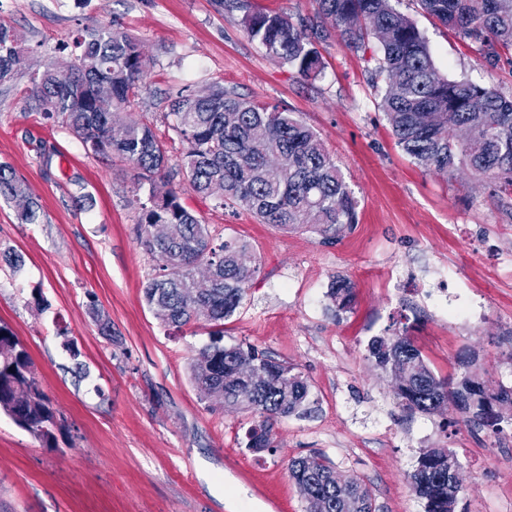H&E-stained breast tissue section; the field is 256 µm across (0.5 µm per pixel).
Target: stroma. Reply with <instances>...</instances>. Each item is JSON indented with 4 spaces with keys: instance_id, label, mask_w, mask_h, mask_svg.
I'll return each instance as SVG.
<instances>
[{
    "instance_id": "stroma-1",
    "label": "stroma",
    "mask_w": 512,
    "mask_h": 512,
    "mask_svg": "<svg viewBox=\"0 0 512 512\" xmlns=\"http://www.w3.org/2000/svg\"><path fill=\"white\" fill-rule=\"evenodd\" d=\"M391 4L416 22L441 74L512 94L511 49L485 68L474 45L416 0ZM241 18L218 0H0V22L22 40L15 78L0 86V161L44 213L21 224L0 202V248L25 260L18 271L0 266V324L26 346L62 423L50 448L0 413V512H304L288 463L313 454L361 479L375 512H423L409 474L426 448L456 454L465 512H512V434L447 429L443 416L403 410L396 377L367 348L404 321L436 376L458 373L469 356L488 389L512 387V198L464 168L429 171L397 146L383 86L371 80L376 42L354 50L332 36L318 45L324 71L305 80L249 39ZM112 23L148 60L146 88L126 113L167 144L159 191H176L215 240L247 241L259 266L224 323V345H254L308 385L306 414L275 422L272 450H248L250 415L191 382L209 325L168 329L144 302L159 260L136 240L139 169L86 153L25 109L49 52ZM216 83L295 112L317 132L359 201L357 224L327 241L194 192L177 172L181 146L164 115L178 92ZM83 194L92 206L76 204ZM338 278L354 288L346 312L327 295ZM430 293L470 303L472 317L449 320L426 303Z\"/></svg>"
}]
</instances>
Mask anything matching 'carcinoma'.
Instances as JSON below:
<instances>
[{"label": "carcinoma", "mask_w": 512, "mask_h": 512, "mask_svg": "<svg viewBox=\"0 0 512 512\" xmlns=\"http://www.w3.org/2000/svg\"><path fill=\"white\" fill-rule=\"evenodd\" d=\"M320 22L276 11L255 10L249 0H233L243 11L249 38L267 54L305 78L323 68L316 44L337 34L349 48L375 39L372 80L385 77L381 100L396 143L422 166L451 175L465 167L478 178L512 194V96L469 79L450 80L436 68L427 40L391 0H316ZM443 25L459 31L490 66L498 46L512 47V0H417ZM75 62H50L31 79L27 107L51 126L67 129L95 156H118L140 170L136 238L145 253L162 262L143 286L146 305L167 327L181 330L205 320L215 330L210 345L191 364V381L204 395L246 411L259 435L274 447L279 418L306 413L308 386L296 368L254 346L221 344L224 321L242 306L259 267L247 260L248 246L231 239L213 244L209 225L182 204L176 192L159 194L156 179L167 168L163 142L151 125L126 118L148 66L138 42L108 25L73 40ZM21 46L16 32L0 23V85L14 80ZM168 127L182 145L181 174L193 191L252 214L280 229L300 226L329 236L357 223L358 201L319 135L292 113L213 84L202 94H178L166 113ZM0 200L13 204L21 224H37L41 206L13 167L0 163ZM336 311H348L353 286L331 283ZM368 351L377 366L398 376L396 400L403 408L450 415L449 422L475 423L500 435L512 426V388L487 390L474 360L461 362L455 384L426 365L403 326L391 336H375ZM0 411L50 444L55 411L40 390L26 347L0 325ZM459 466L446 448L420 452L410 474L412 491L424 512H456L460 491L448 481ZM289 476L308 486L305 512H375L370 489L357 478L336 488V473L321 455L296 458Z\"/></svg>", "instance_id": "cac0c4a2"}]
</instances>
